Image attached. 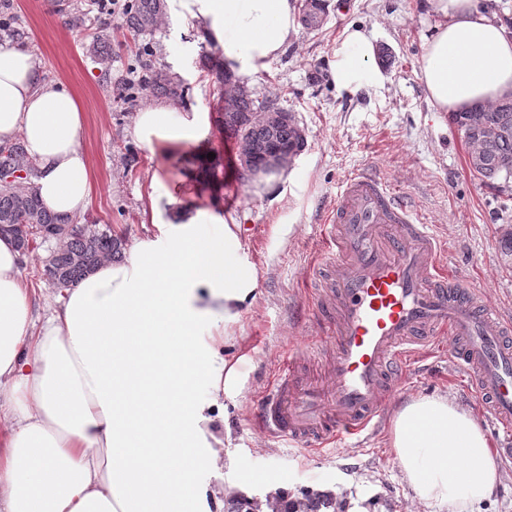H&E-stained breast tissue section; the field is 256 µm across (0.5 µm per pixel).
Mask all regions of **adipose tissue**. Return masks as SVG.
Listing matches in <instances>:
<instances>
[{
    "mask_svg": "<svg viewBox=\"0 0 512 512\" xmlns=\"http://www.w3.org/2000/svg\"><path fill=\"white\" fill-rule=\"evenodd\" d=\"M436 21L422 50L420 80L437 112H458L512 94V33L482 0H430ZM181 19L201 21L227 68L250 77L287 47L296 0H173ZM374 38L346 31L332 64L344 88L375 84ZM43 59L0 44V143L22 139L51 211L75 216L90 194L80 145L84 113L65 87L45 80ZM200 115L167 103L136 113L132 134L172 154L194 141ZM203 216L178 210L163 253L131 246L67 289L42 325L29 312L22 254L0 236V512H227L243 487L209 497L173 468L215 454L203 436L219 392L198 399V378L219 380L221 350L202 343L201 323L235 322L258 288L253 268L224 273L242 250L225 229L203 238ZM385 445L398 459L412 502L437 512H481L507 478L477 414L449 393L417 397L392 417Z\"/></svg>",
    "mask_w": 512,
    "mask_h": 512,
    "instance_id": "adipose-tissue-1",
    "label": "adipose tissue"
}]
</instances>
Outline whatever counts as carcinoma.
<instances>
[{
  "label": "carcinoma",
  "mask_w": 512,
  "mask_h": 512,
  "mask_svg": "<svg viewBox=\"0 0 512 512\" xmlns=\"http://www.w3.org/2000/svg\"><path fill=\"white\" fill-rule=\"evenodd\" d=\"M164 9V0H132L121 26L134 35H144L157 25ZM209 45L212 50L203 52L201 59L222 89L232 82L233 74L224 69V60L218 55L215 42L211 40ZM139 59L141 83L145 87L174 100L183 97V87L155 66L150 44L139 47ZM272 105L269 100L242 93L234 98L232 111L226 112L222 106L218 108L216 123L239 140L240 160L246 171H264V156L273 148L290 143L295 136L291 124L266 126L258 121V115ZM451 120L464 132L468 142L475 132H495L488 153L473 169L483 181L492 184L512 173L511 95L491 105L476 104L464 112H455ZM6 170L22 171L25 176L11 183H0V234L12 236L19 250L26 253L44 242L41 236H30L31 229L54 224L70 225L62 239L56 241L44 266L43 276L49 287L61 291L71 288L102 262L122 259L126 244L123 237L108 229H93L80 218L57 214L43 206L33 184L36 166L27 158L25 145L19 139L0 145V171Z\"/></svg>",
  "instance_id": "obj_1"
}]
</instances>
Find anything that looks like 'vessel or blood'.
I'll return each mask as SVG.
<instances>
[{
    "mask_svg": "<svg viewBox=\"0 0 512 512\" xmlns=\"http://www.w3.org/2000/svg\"><path fill=\"white\" fill-rule=\"evenodd\" d=\"M324 271L314 293L323 334L283 363L254 418L269 438L320 449L375 428L437 337L480 406L512 427V320L444 270L431 225L389 181L348 175L322 220Z\"/></svg>",
    "mask_w": 512,
    "mask_h": 512,
    "instance_id": "vessel-or-blood-1",
    "label": "vessel or blood"
}]
</instances>
